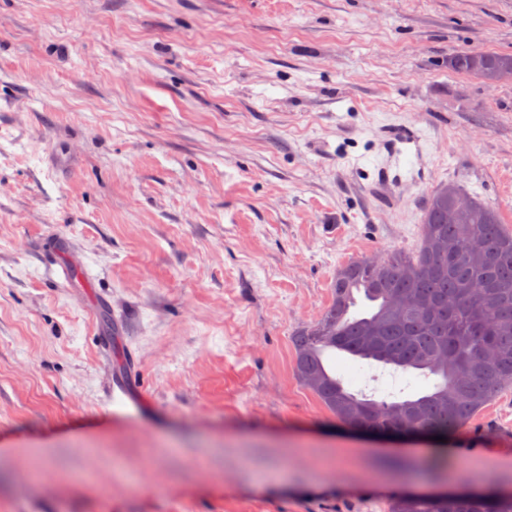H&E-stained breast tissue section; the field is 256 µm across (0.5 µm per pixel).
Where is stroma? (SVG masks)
I'll return each instance as SVG.
<instances>
[{
  "mask_svg": "<svg viewBox=\"0 0 512 512\" xmlns=\"http://www.w3.org/2000/svg\"><path fill=\"white\" fill-rule=\"evenodd\" d=\"M467 48L512 53V0H0V512H388L437 486L326 411L290 338L337 270L416 247L439 184L512 228V84L453 71ZM129 352L137 409L107 399ZM333 370L379 401L438 382ZM445 446L458 488L488 459L511 491L512 386Z\"/></svg>",
  "mask_w": 512,
  "mask_h": 512,
  "instance_id": "35a3bbf8",
  "label": "stroma"
}]
</instances>
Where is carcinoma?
Returning a JSON list of instances; mask_svg holds the SVG:
<instances>
[{"label": "carcinoma", "instance_id": "cac0c4a2", "mask_svg": "<svg viewBox=\"0 0 512 512\" xmlns=\"http://www.w3.org/2000/svg\"><path fill=\"white\" fill-rule=\"evenodd\" d=\"M290 342L298 380L340 424L437 436L462 428L512 385V230L457 184L436 187L424 202L419 247L340 269L330 306ZM326 349L444 383L399 401L358 397L328 372ZM388 512H512V493L400 494Z\"/></svg>", "mask_w": 512, "mask_h": 512}]
</instances>
